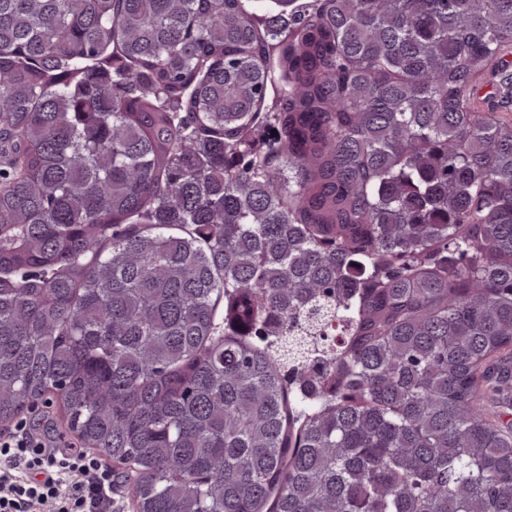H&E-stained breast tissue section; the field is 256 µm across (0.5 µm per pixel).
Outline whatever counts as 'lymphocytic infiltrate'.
Listing matches in <instances>:
<instances>
[{
	"label": "lymphocytic infiltrate",
	"instance_id": "obj_1",
	"mask_svg": "<svg viewBox=\"0 0 512 512\" xmlns=\"http://www.w3.org/2000/svg\"><path fill=\"white\" fill-rule=\"evenodd\" d=\"M113 484L95 452L54 450L22 428L0 437V512H112Z\"/></svg>",
	"mask_w": 512,
	"mask_h": 512
}]
</instances>
